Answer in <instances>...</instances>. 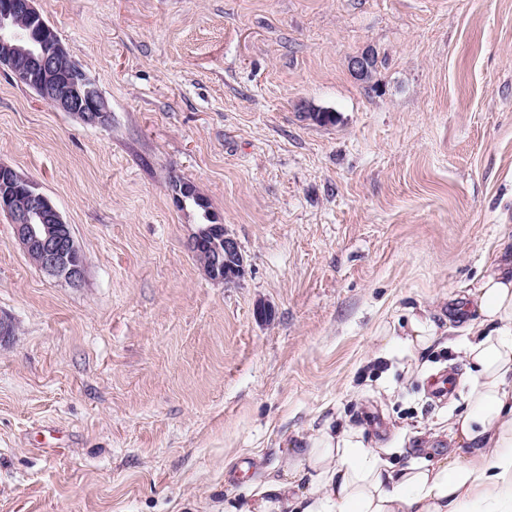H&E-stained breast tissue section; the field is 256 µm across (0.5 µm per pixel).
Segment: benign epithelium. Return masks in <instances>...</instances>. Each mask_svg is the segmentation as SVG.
Instances as JSON below:
<instances>
[{"instance_id": "benign-epithelium-1", "label": "benign epithelium", "mask_w": 512, "mask_h": 512, "mask_svg": "<svg viewBox=\"0 0 512 512\" xmlns=\"http://www.w3.org/2000/svg\"><path fill=\"white\" fill-rule=\"evenodd\" d=\"M35 0H0V70L60 112L90 126L109 123L111 111L95 81L73 62L55 30L35 8ZM373 51L367 49L350 60L358 77L366 75ZM25 205L15 209L16 193ZM0 210L8 213L14 235L28 259L50 277L78 287L84 279V260L72 228L53 201L13 168L0 165ZM194 246H205L213 257L205 266L213 279L233 282L243 274L238 242L221 223L206 224Z\"/></svg>"}]
</instances>
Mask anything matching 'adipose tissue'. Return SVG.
Wrapping results in <instances>:
<instances>
[{"label":"adipose tissue","instance_id":"ef3b65f1","mask_svg":"<svg viewBox=\"0 0 512 512\" xmlns=\"http://www.w3.org/2000/svg\"><path fill=\"white\" fill-rule=\"evenodd\" d=\"M463 350L468 392L450 424L455 450L431 464L394 469L348 427L324 425L263 482L224 512H512V236L468 294Z\"/></svg>","mask_w":512,"mask_h":512}]
</instances>
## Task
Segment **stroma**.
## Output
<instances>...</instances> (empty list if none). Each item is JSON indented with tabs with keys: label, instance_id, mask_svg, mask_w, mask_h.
Here are the masks:
<instances>
[{
	"label": "stroma",
	"instance_id": "obj_1",
	"mask_svg": "<svg viewBox=\"0 0 512 512\" xmlns=\"http://www.w3.org/2000/svg\"><path fill=\"white\" fill-rule=\"evenodd\" d=\"M35 6L112 119L0 72V164L85 262L48 277L0 212V512H224L329 419L397 467L448 457L466 389L426 386L462 378L465 294L512 225V0ZM210 216L235 282L192 249ZM195 237L193 248L205 246L213 257L204 266L213 279L234 282L243 274V256L238 242L224 231L221 223L203 224Z\"/></svg>",
	"mask_w": 512,
	"mask_h": 512
}]
</instances>
